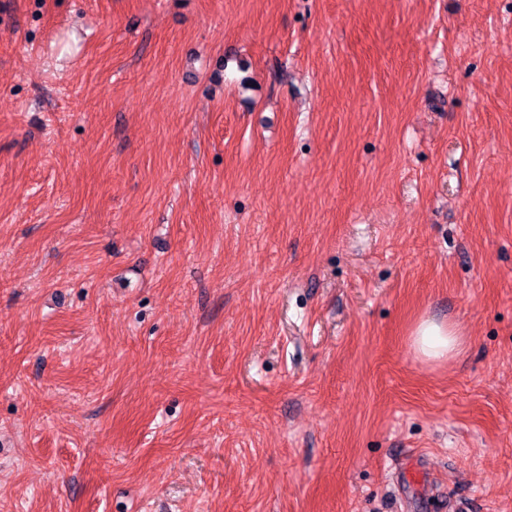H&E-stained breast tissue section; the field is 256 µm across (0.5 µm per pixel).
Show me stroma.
<instances>
[{
  "label": "stroma",
  "mask_w": 512,
  "mask_h": 512,
  "mask_svg": "<svg viewBox=\"0 0 512 512\" xmlns=\"http://www.w3.org/2000/svg\"><path fill=\"white\" fill-rule=\"evenodd\" d=\"M451 497L512 512V0H0V512ZM416 352L428 360H442L454 357L462 345L458 328L432 318H423L412 331Z\"/></svg>",
  "instance_id": "35a3bbf8"
}]
</instances>
